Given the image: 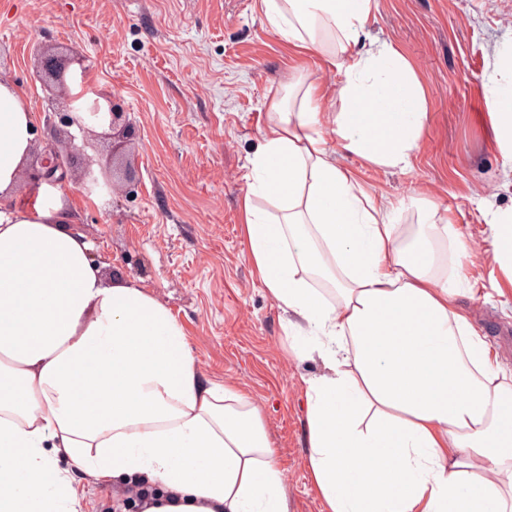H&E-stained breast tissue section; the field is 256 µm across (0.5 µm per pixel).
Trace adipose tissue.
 Here are the masks:
<instances>
[{
	"instance_id": "ef3b65f1",
	"label": "adipose tissue",
	"mask_w": 512,
	"mask_h": 512,
	"mask_svg": "<svg viewBox=\"0 0 512 512\" xmlns=\"http://www.w3.org/2000/svg\"><path fill=\"white\" fill-rule=\"evenodd\" d=\"M261 6L288 48L323 53L322 29L347 56L344 112L327 116L328 92L312 86L299 111L272 103L241 205L258 278L328 368L306 382L324 512H512V374L435 266L434 243L454 229L433 211L414 244H397L395 207L336 159L408 167L426 129L422 84L389 44L358 50L376 0ZM500 68L491 123L512 158V55ZM33 142L24 94L0 79V512H76L62 458L133 488L139 512H289L258 407L202 379L163 303L106 280L65 229L66 189L18 196Z\"/></svg>"
}]
</instances>
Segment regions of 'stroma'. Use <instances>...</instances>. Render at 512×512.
Instances as JSON below:
<instances>
[{
    "label": "stroma",
    "mask_w": 512,
    "mask_h": 512,
    "mask_svg": "<svg viewBox=\"0 0 512 512\" xmlns=\"http://www.w3.org/2000/svg\"><path fill=\"white\" fill-rule=\"evenodd\" d=\"M259 0H0V76L26 96L36 154L64 150L53 114L65 103L36 77L37 44L72 47L89 84L114 93L136 134L126 148L134 182L90 198L84 166L109 163L104 134L66 169L74 232L105 276L146 287L183 326L204 379L237 386L258 406L283 472L290 512H322L306 469V378L318 352L300 357L284 313L258 280L240 219L246 174L273 102L300 88L340 86L338 62L296 56L267 27ZM371 39L414 66L427 129L408 168L340 155L377 201L401 205L397 237L417 238L430 208L458 239L435 245L437 263L463 294L460 307L500 362L512 368V301L493 261L489 221L512 208V163L494 140L485 85L512 35V0H377ZM469 257L458 260L459 248ZM70 474L80 512H112L125 488L79 468Z\"/></svg>",
    "instance_id": "stroma-1"
}]
</instances>
